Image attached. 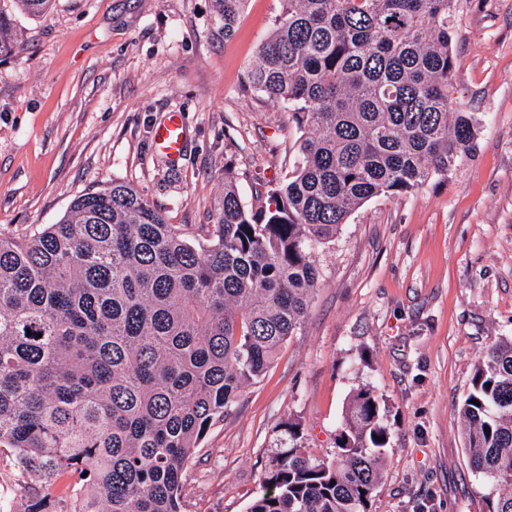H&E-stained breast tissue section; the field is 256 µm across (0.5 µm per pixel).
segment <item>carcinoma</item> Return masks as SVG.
Segmentation results:
<instances>
[{"label":"carcinoma","mask_w":512,"mask_h":512,"mask_svg":"<svg viewBox=\"0 0 512 512\" xmlns=\"http://www.w3.org/2000/svg\"><path fill=\"white\" fill-rule=\"evenodd\" d=\"M16 2L38 18L52 0ZM215 2L230 37L248 0ZM280 2L244 89L304 139L268 205L243 203L227 161L218 223L193 239L116 180L0 235V453L46 490L27 512H188L196 449L307 315L315 248L371 198L447 175L479 133L456 109L455 0ZM18 47L0 12V58ZM382 402L372 386L350 395L328 461L289 423L247 512H372ZM459 417L471 467L499 488L487 512H512V339L487 346Z\"/></svg>","instance_id":"1"}]
</instances>
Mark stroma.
<instances>
[{"mask_svg":"<svg viewBox=\"0 0 512 512\" xmlns=\"http://www.w3.org/2000/svg\"><path fill=\"white\" fill-rule=\"evenodd\" d=\"M279 8L249 0L228 39L214 0H54L41 18L0 0L20 39L0 59V233L55 223L114 180L168 223L213 224L229 158L244 202L265 205L300 132L243 81ZM452 51L478 138L448 175L370 199L316 248L300 331L187 471L192 512H247L288 423L331 457L366 385L390 433L373 512H486L491 486L469 465L458 408L486 344L512 338V0H456ZM172 110L187 134L174 160L152 143Z\"/></svg>","mask_w":512,"mask_h":512,"instance_id":"obj_1","label":"stroma"}]
</instances>
